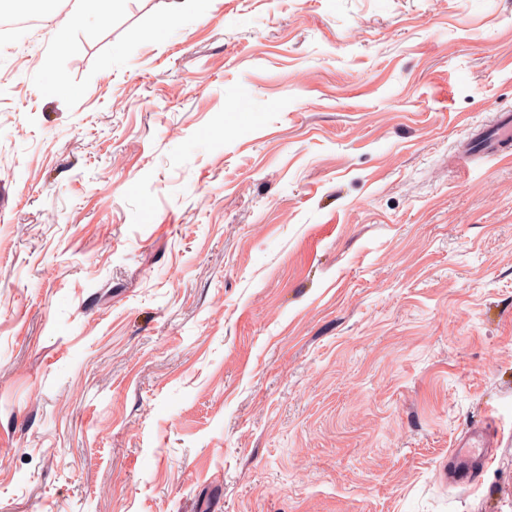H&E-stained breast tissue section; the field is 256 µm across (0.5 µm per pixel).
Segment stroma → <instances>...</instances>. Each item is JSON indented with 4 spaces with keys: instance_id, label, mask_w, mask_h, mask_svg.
<instances>
[{
    "instance_id": "obj_1",
    "label": "stroma",
    "mask_w": 512,
    "mask_h": 512,
    "mask_svg": "<svg viewBox=\"0 0 512 512\" xmlns=\"http://www.w3.org/2000/svg\"><path fill=\"white\" fill-rule=\"evenodd\" d=\"M68 9L0 34V512H512V0ZM113 2L114 0H74L65 17V24L69 27L84 25L90 10L93 8L98 17L103 20L112 11ZM503 112L496 121L483 132V149L489 153L498 150L507 140H512V113ZM485 425H472L457 439L448 451V463L442 474L448 485L454 488H469L478 483L483 472L492 463L491 455L485 448H493L496 439Z\"/></svg>"
}]
</instances>
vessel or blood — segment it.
Returning <instances> with one entry per match:
<instances>
[{"label":"vessel or blood","mask_w":512,"mask_h":512,"mask_svg":"<svg viewBox=\"0 0 512 512\" xmlns=\"http://www.w3.org/2000/svg\"><path fill=\"white\" fill-rule=\"evenodd\" d=\"M483 139L484 149L490 153L498 150L506 141L512 140V113H501L486 130ZM495 439V434L487 426L477 424L455 441L448 452V462L442 470L449 486L469 488L478 483L492 462L488 449L492 447Z\"/></svg>","instance_id":"1"}]
</instances>
